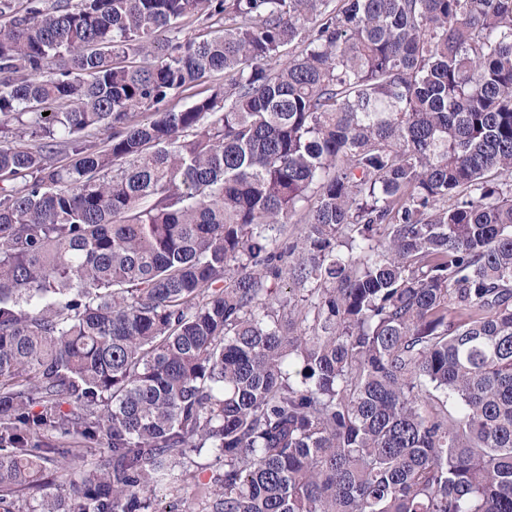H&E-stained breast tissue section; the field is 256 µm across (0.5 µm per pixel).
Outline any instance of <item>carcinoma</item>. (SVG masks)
<instances>
[{"label":"carcinoma","instance_id":"cac0c4a2","mask_svg":"<svg viewBox=\"0 0 512 512\" xmlns=\"http://www.w3.org/2000/svg\"><path fill=\"white\" fill-rule=\"evenodd\" d=\"M0 18V512H512V0Z\"/></svg>","mask_w":512,"mask_h":512}]
</instances>
